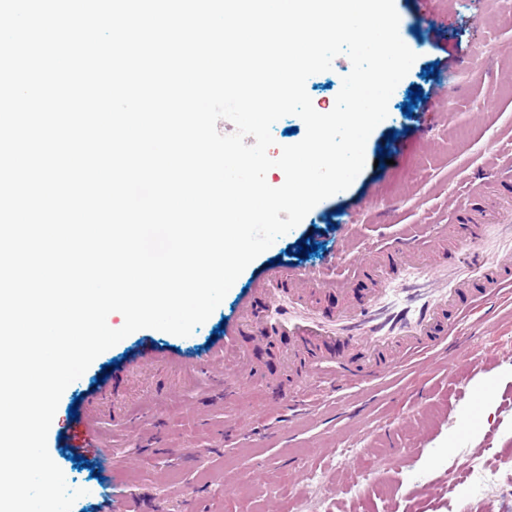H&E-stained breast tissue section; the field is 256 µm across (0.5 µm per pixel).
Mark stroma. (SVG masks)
Returning <instances> with one entry per match:
<instances>
[{"label":"stroma","mask_w":512,"mask_h":512,"mask_svg":"<svg viewBox=\"0 0 512 512\" xmlns=\"http://www.w3.org/2000/svg\"><path fill=\"white\" fill-rule=\"evenodd\" d=\"M402 41L416 54L370 134L367 164L345 191L316 204L238 277L211 316L187 337L140 329L99 355L63 392L96 423L105 461L78 466L49 431L47 446L70 488L84 489L72 512H512V300L495 304L492 324L471 319L458 349L386 371L371 385L318 394L294 408L276 404L273 386L305 388L300 365L286 361L292 339L238 346L250 371L225 372L210 357L225 328L269 267L322 271L346 280V291L319 297L325 313L363 299L374 275H349L348 246L391 243L419 225L441 224L447 239L461 226L451 213L470 178L488 168L492 150L512 152V7L506 0H394ZM435 17L418 22L421 9ZM436 65V75L425 68ZM351 62L311 76L306 91L330 111ZM496 85L485 101L484 81ZM423 99L405 112L411 87ZM387 164H379L380 155ZM316 244L295 256L299 241ZM158 359L138 373L133 361ZM210 357L206 373L185 367ZM241 385L225 396L224 383ZM347 449L339 457V449ZM496 476L465 481L471 458ZM259 476L245 479L249 469Z\"/></svg>","instance_id":"obj_1"}]
</instances>
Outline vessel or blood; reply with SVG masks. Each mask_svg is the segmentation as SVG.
<instances>
[{
    "label": "vessel or blood",
    "mask_w": 512,
    "mask_h": 512,
    "mask_svg": "<svg viewBox=\"0 0 512 512\" xmlns=\"http://www.w3.org/2000/svg\"><path fill=\"white\" fill-rule=\"evenodd\" d=\"M500 183L495 167L471 181L462 217L469 231L455 241L462 256L457 264H449L447 253L425 234L397 238L385 250L365 249L352 271L374 267L379 275L361 303L344 307L332 320L304 296L310 288H336L335 279L299 271L287 277L272 268L258 288L268 308L259 319L244 313L243 325L263 339L288 335L313 347L309 380L336 392L379 378L381 360L392 353L407 361L457 346L463 320L476 315L491 322L489 304L512 289V198L505 213L484 207L489 190ZM338 342L347 347L343 358L323 354V347ZM64 437L74 452L96 448L89 417L70 420Z\"/></svg>",
    "instance_id": "vessel-or-blood-1"
}]
</instances>
